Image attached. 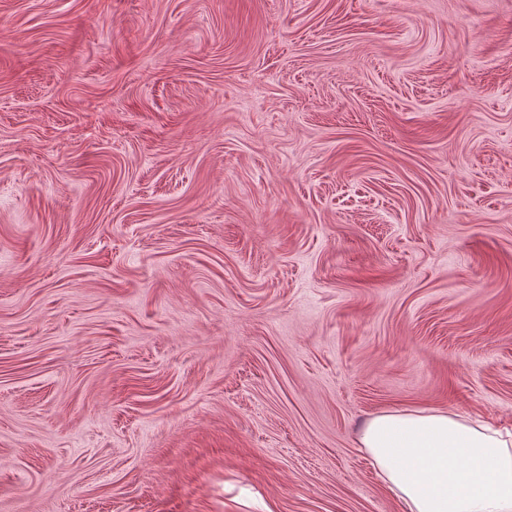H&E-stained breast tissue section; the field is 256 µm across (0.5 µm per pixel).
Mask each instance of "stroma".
<instances>
[{
  "label": "stroma",
  "instance_id": "obj_1",
  "mask_svg": "<svg viewBox=\"0 0 512 512\" xmlns=\"http://www.w3.org/2000/svg\"><path fill=\"white\" fill-rule=\"evenodd\" d=\"M407 408L512 426V0H0V512H400Z\"/></svg>",
  "mask_w": 512,
  "mask_h": 512
}]
</instances>
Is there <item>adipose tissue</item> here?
I'll return each mask as SVG.
<instances>
[{"instance_id": "1", "label": "adipose tissue", "mask_w": 512, "mask_h": 512, "mask_svg": "<svg viewBox=\"0 0 512 512\" xmlns=\"http://www.w3.org/2000/svg\"><path fill=\"white\" fill-rule=\"evenodd\" d=\"M358 444L402 512H512V430L403 409L368 420Z\"/></svg>"}]
</instances>
